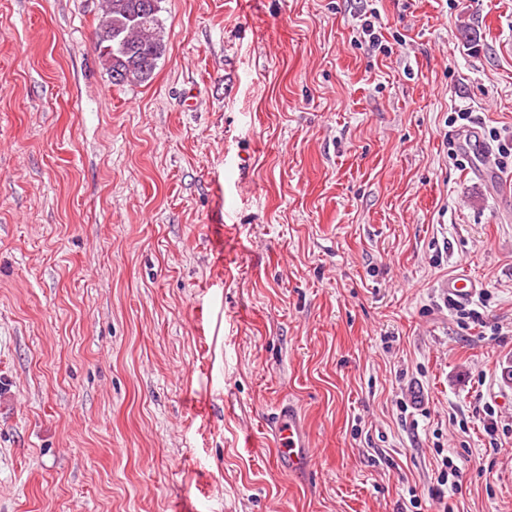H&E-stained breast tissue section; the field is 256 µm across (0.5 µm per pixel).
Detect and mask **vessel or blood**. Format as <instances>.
Masks as SVG:
<instances>
[{"instance_id":"1","label":"vessel or blood","mask_w":512,"mask_h":512,"mask_svg":"<svg viewBox=\"0 0 512 512\" xmlns=\"http://www.w3.org/2000/svg\"><path fill=\"white\" fill-rule=\"evenodd\" d=\"M446 286L449 298L463 304L477 294L479 283L462 270L450 276ZM273 435L281 470L291 473L306 469L314 448L306 424L293 404L278 405Z\"/></svg>"}]
</instances>
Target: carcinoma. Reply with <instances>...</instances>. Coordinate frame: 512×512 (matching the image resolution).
Here are the masks:
<instances>
[{
    "label": "carcinoma",
    "instance_id": "1",
    "mask_svg": "<svg viewBox=\"0 0 512 512\" xmlns=\"http://www.w3.org/2000/svg\"><path fill=\"white\" fill-rule=\"evenodd\" d=\"M160 0H103L96 49L115 86L149 81L167 49Z\"/></svg>",
    "mask_w": 512,
    "mask_h": 512
}]
</instances>
